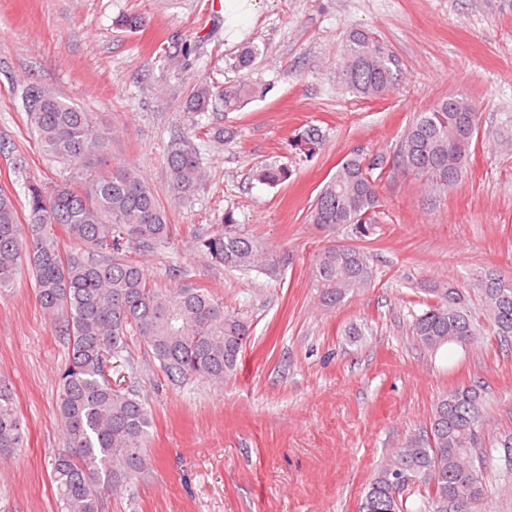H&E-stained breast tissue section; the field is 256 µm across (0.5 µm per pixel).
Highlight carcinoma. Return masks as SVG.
<instances>
[{
  "instance_id": "obj_1",
  "label": "carcinoma",
  "mask_w": 512,
  "mask_h": 512,
  "mask_svg": "<svg viewBox=\"0 0 512 512\" xmlns=\"http://www.w3.org/2000/svg\"><path fill=\"white\" fill-rule=\"evenodd\" d=\"M399 62L384 42L355 29L342 44L336 77L361 98H379L395 88ZM262 94L254 83L219 87L204 80L190 93L186 108L201 116L222 104L233 112ZM27 122L40 152L67 165L68 173L51 185L25 183V221H20L10 192L0 188V296L21 274L32 284L41 307L69 343L59 375L58 412L67 447L51 460L59 512H100L103 496L142 473L152 418L137 395L112 384L108 363L119 358L130 336L142 338L172 379L202 378L224 383L237 371L249 326L224 308L209 289L194 283L161 290L135 255L152 252L169 235L158 196L140 171L114 161L87 173L83 167L107 153L112 126L97 122L78 104L34 87L29 91ZM479 132L471 103L452 96L419 112L407 126L392 155L345 159L325 182L312 205L309 221L329 232L347 228L357 238L377 223L378 177L391 170L412 175L434 194H447L460 182ZM321 143L309 127L296 148L313 156ZM169 192L176 199L192 194L205 174L197 151L183 148L166 158ZM288 169L266 165L259 182L275 187ZM81 243L84 250L64 255L54 226ZM211 262L238 271L280 273L281 258L244 232L233 215L197 238ZM374 269L367 252L332 245L317 257L313 282L321 303L337 307L371 286ZM424 309L413 315L411 334L429 351L466 348L487 333L512 339V278L489 273L479 283L481 316L452 285L424 289ZM485 399L475 386H458L437 400L430 429L405 440L369 481L360 512H403L394 497L398 485L427 489L424 512H477L485 499L486 474L493 454L481 450ZM26 427L12 391L0 384V454L24 447Z\"/></svg>"
}]
</instances>
